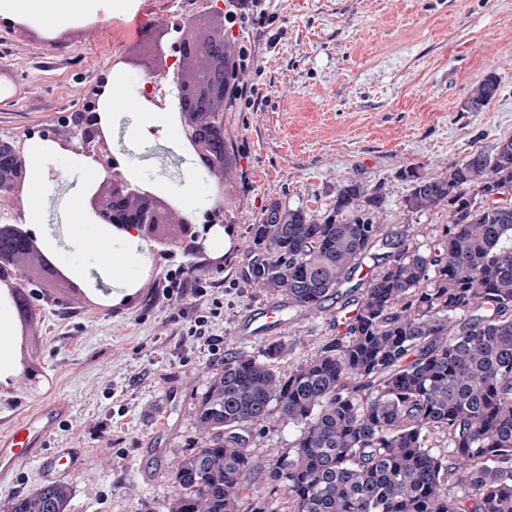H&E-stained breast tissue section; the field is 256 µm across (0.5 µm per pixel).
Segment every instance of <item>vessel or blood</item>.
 <instances>
[{
	"instance_id": "obj_1",
	"label": "vessel or blood",
	"mask_w": 512,
	"mask_h": 512,
	"mask_svg": "<svg viewBox=\"0 0 512 512\" xmlns=\"http://www.w3.org/2000/svg\"><path fill=\"white\" fill-rule=\"evenodd\" d=\"M284 310L278 306H264L248 320L247 333L265 334L270 325H285ZM67 412V405L57 400H47L33 416L18 417L13 425L0 433V479L25 466L33 459H41L43 466H51L50 458L42 457L46 439L55 431Z\"/></svg>"
}]
</instances>
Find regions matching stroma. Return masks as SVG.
<instances>
[{"label":"stroma","mask_w":512,"mask_h":512,"mask_svg":"<svg viewBox=\"0 0 512 512\" xmlns=\"http://www.w3.org/2000/svg\"><path fill=\"white\" fill-rule=\"evenodd\" d=\"M185 13L171 0H129L113 13L54 30L0 15V136L37 139L93 94L102 75H121L131 109L141 106L147 76L129 58L141 32L173 26ZM275 21L261 35L224 32L230 46L252 43L258 60L254 108L224 114V175H204L201 194L224 189L228 248L184 253L157 247L135 287L96 274L83 292L22 278L31 314L16 323V370L0 380V431L50 398L69 412L51 434L48 455L71 454L52 473L26 465L0 481V507L47 481L70 485V512H167L169 472L198 448L196 403L228 353H254L263 340L241 324L270 304L243 284L250 227L274 202L320 215L337 187L354 180L381 188L387 232L426 244L448 210L411 211L403 172L436 173L512 137V0H267ZM106 31L89 41L91 27ZM496 74L499 90L480 112L464 111L473 85ZM78 152L48 162L44 222L58 239L69 226L66 203L82 185L70 169ZM190 159L181 135L152 137L128 153L125 172L181 198ZM184 267L203 294L163 298L166 273ZM270 340L291 349L280 368L301 362L335 336L330 313L287 311ZM206 333L193 335L198 321Z\"/></svg>","instance_id":"stroma-1"}]
</instances>
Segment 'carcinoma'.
<instances>
[{
	"label": "carcinoma",
	"instance_id": "obj_1",
	"mask_svg": "<svg viewBox=\"0 0 512 512\" xmlns=\"http://www.w3.org/2000/svg\"><path fill=\"white\" fill-rule=\"evenodd\" d=\"M498 89L487 75L465 110ZM405 176L409 210L448 206L425 248L383 232L382 189L353 180L324 215L273 202L252 225L248 285L348 317L285 371L281 339L230 353L199 398L201 445L169 475L167 512H512V207L484 203L512 197V138ZM377 246L385 265L356 278ZM275 416L298 434L263 469L252 428ZM260 469L265 494L252 492ZM71 496L47 482L7 512H69Z\"/></svg>",
	"mask_w": 512,
	"mask_h": 512
}]
</instances>
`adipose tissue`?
I'll list each match as a JSON object with an SVG mask.
<instances>
[{"instance_id": "ef3b65f1", "label": "adipose tissue", "mask_w": 512, "mask_h": 512, "mask_svg": "<svg viewBox=\"0 0 512 512\" xmlns=\"http://www.w3.org/2000/svg\"><path fill=\"white\" fill-rule=\"evenodd\" d=\"M112 4L113 0H0V14L31 16L53 28L80 16L111 9ZM58 151L56 144L40 143L34 145L30 153V168L34 175L30 184V224L40 230L43 244L49 252L68 247L92 257L96 269L110 273L113 279L127 281L130 270L146 262L145 250L141 249L137 237L131 235L113 242L109 250H101L98 239L87 231L88 217L80 196H72L67 204L70 233L65 243H58L51 229L44 226L42 198L48 184L46 160Z\"/></svg>"}]
</instances>
